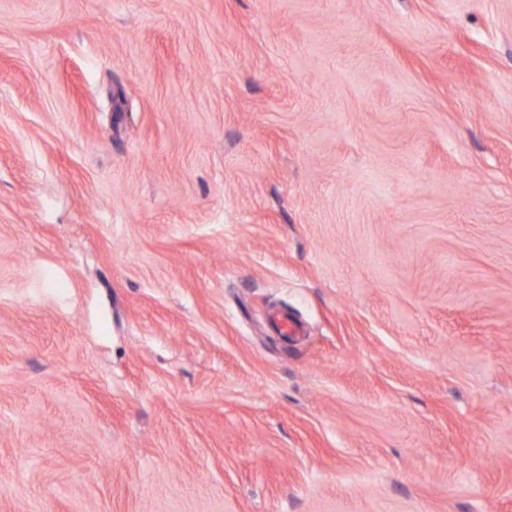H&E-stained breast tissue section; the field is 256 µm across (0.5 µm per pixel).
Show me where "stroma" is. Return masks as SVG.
I'll return each instance as SVG.
<instances>
[{
    "instance_id": "35a3bbf8",
    "label": "stroma",
    "mask_w": 512,
    "mask_h": 512,
    "mask_svg": "<svg viewBox=\"0 0 512 512\" xmlns=\"http://www.w3.org/2000/svg\"><path fill=\"white\" fill-rule=\"evenodd\" d=\"M0 512H512V0H0Z\"/></svg>"
}]
</instances>
